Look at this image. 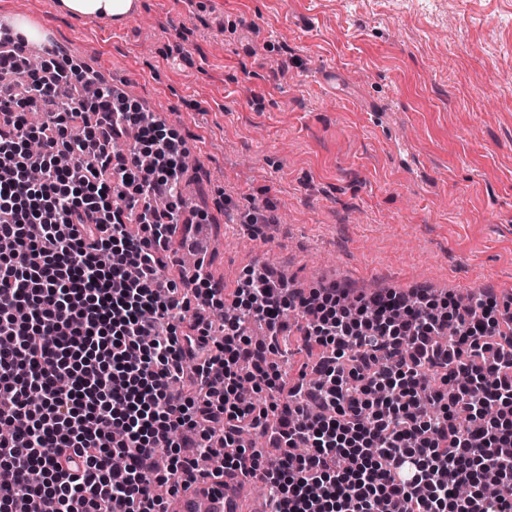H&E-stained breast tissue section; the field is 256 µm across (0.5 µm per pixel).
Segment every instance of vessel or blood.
<instances>
[{
  "mask_svg": "<svg viewBox=\"0 0 512 512\" xmlns=\"http://www.w3.org/2000/svg\"><path fill=\"white\" fill-rule=\"evenodd\" d=\"M255 481L239 469L211 471L175 497L173 512H247Z\"/></svg>",
  "mask_w": 512,
  "mask_h": 512,
  "instance_id": "b4317fda",
  "label": "vessel or blood"
}]
</instances>
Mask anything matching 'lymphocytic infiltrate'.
<instances>
[{"instance_id":"obj_1","label":"lymphocytic infiltrate","mask_w":512,"mask_h":512,"mask_svg":"<svg viewBox=\"0 0 512 512\" xmlns=\"http://www.w3.org/2000/svg\"><path fill=\"white\" fill-rule=\"evenodd\" d=\"M28 46L0 30V512H168L156 487L216 453L273 512H512V297L306 293L259 264L228 295L201 258L178 287L208 218L176 191L185 140ZM226 308L218 341L204 314ZM292 337L313 361L294 378Z\"/></svg>"}]
</instances>
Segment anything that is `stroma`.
Returning a JSON list of instances; mask_svg holds the SVG:
<instances>
[{
	"label": "stroma",
	"instance_id": "35a3bbf8",
	"mask_svg": "<svg viewBox=\"0 0 512 512\" xmlns=\"http://www.w3.org/2000/svg\"><path fill=\"white\" fill-rule=\"evenodd\" d=\"M59 4L0 18L185 139L225 288L259 262L305 290L512 294V0H139L119 31Z\"/></svg>",
	"mask_w": 512,
	"mask_h": 512
}]
</instances>
